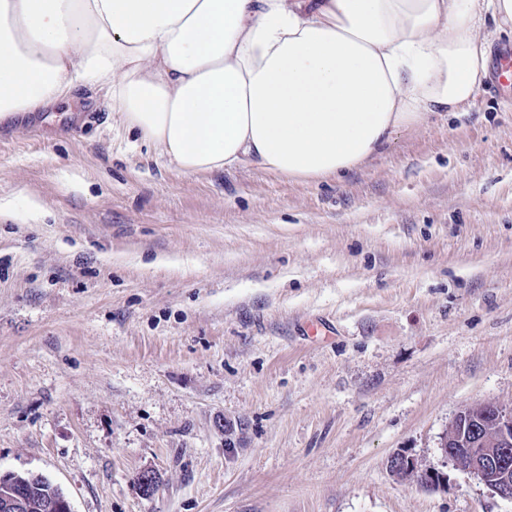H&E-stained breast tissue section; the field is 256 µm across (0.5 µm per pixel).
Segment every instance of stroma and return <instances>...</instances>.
Instances as JSON below:
<instances>
[{
    "label": "stroma",
    "instance_id": "stroma-1",
    "mask_svg": "<svg viewBox=\"0 0 512 512\" xmlns=\"http://www.w3.org/2000/svg\"><path fill=\"white\" fill-rule=\"evenodd\" d=\"M481 401L512 406L511 89L318 184L183 173L102 91L0 129V475L72 512H512L441 455ZM388 468L390 473L397 478L402 475L403 471H406L409 474L406 480L429 487L439 486L443 478V474L438 468L422 465L414 457L404 452L392 454L388 460Z\"/></svg>",
    "mask_w": 512,
    "mask_h": 512
}]
</instances>
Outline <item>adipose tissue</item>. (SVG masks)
<instances>
[{"mask_svg": "<svg viewBox=\"0 0 512 512\" xmlns=\"http://www.w3.org/2000/svg\"><path fill=\"white\" fill-rule=\"evenodd\" d=\"M512 0H0V125L107 90L187 174L321 181L469 108Z\"/></svg>", "mask_w": 512, "mask_h": 512, "instance_id": "ef3b65f1", "label": "adipose tissue"}]
</instances>
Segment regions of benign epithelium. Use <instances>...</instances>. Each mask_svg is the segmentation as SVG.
I'll return each instance as SVG.
<instances>
[{
  "label": "benign epithelium",
  "mask_w": 512,
  "mask_h": 512,
  "mask_svg": "<svg viewBox=\"0 0 512 512\" xmlns=\"http://www.w3.org/2000/svg\"><path fill=\"white\" fill-rule=\"evenodd\" d=\"M444 458L478 477L495 495L512 501V407L480 402L458 412L441 442ZM390 473L429 487L440 485L442 472L414 457L396 452ZM35 506L17 492L0 495V512H31Z\"/></svg>",
  "instance_id": "7a95c632"
}]
</instances>
